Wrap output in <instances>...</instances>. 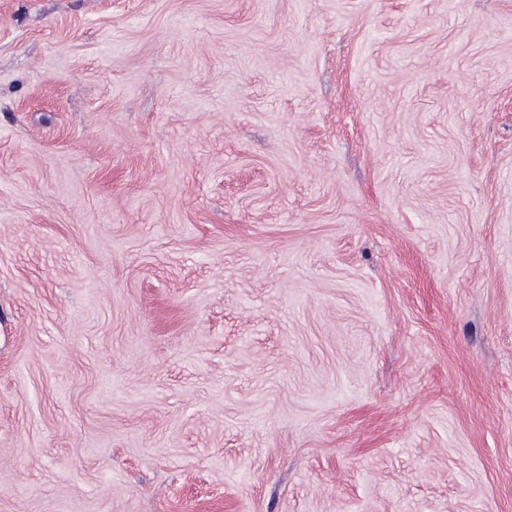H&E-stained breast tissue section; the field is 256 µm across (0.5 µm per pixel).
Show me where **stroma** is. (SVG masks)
Returning <instances> with one entry per match:
<instances>
[{
    "instance_id": "35a3bbf8",
    "label": "stroma",
    "mask_w": 512,
    "mask_h": 512,
    "mask_svg": "<svg viewBox=\"0 0 512 512\" xmlns=\"http://www.w3.org/2000/svg\"><path fill=\"white\" fill-rule=\"evenodd\" d=\"M0 512H512V0H0Z\"/></svg>"
}]
</instances>
